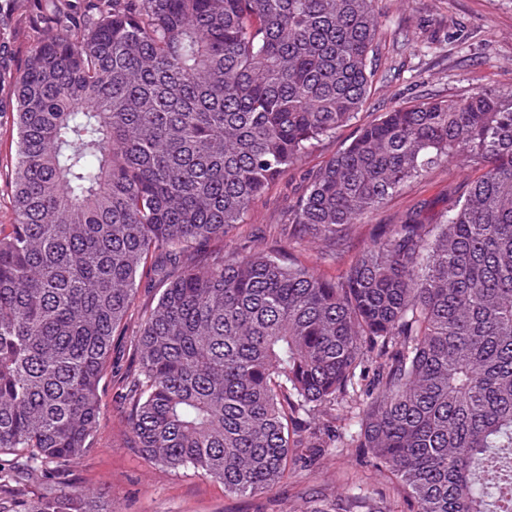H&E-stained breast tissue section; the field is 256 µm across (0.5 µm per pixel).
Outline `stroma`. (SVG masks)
<instances>
[{
  "mask_svg": "<svg viewBox=\"0 0 512 512\" xmlns=\"http://www.w3.org/2000/svg\"><path fill=\"white\" fill-rule=\"evenodd\" d=\"M381 31L376 81L361 115L369 121L391 108L432 99L463 98L476 91L512 96V0H376ZM29 48V20L0 14V223L13 219L7 165L15 154L17 129L8 103L11 77ZM355 133L344 127L335 137L309 147L297 168L273 183L252 207L247 224L224 242L225 252L249 253L274 245L290 201L301 192L306 173L321 168ZM480 166L455 161L407 184L371 216L383 224L421 199L446 200L449 188L479 176ZM368 226L357 228L339 262L320 259L312 242L296 259L318 265L328 277L368 243ZM161 285L141 281L126 326L112 342V366L101 392L106 426L96 448L65 474V482L89 489L110 512H402V496L367 463L356 448L336 453L296 448L288 478L262 494L236 496L222 484L190 471L154 465L129 447L124 436L126 408L114 382L133 366L137 331L162 294Z\"/></svg>",
  "mask_w": 512,
  "mask_h": 512,
  "instance_id": "35a3bbf8",
  "label": "stroma"
}]
</instances>
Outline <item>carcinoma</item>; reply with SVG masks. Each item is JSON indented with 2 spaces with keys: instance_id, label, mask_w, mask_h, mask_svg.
Returning a JSON list of instances; mask_svg holds the SVG:
<instances>
[{
  "instance_id": "cac0c4a2",
  "label": "carcinoma",
  "mask_w": 512,
  "mask_h": 512,
  "mask_svg": "<svg viewBox=\"0 0 512 512\" xmlns=\"http://www.w3.org/2000/svg\"><path fill=\"white\" fill-rule=\"evenodd\" d=\"M14 219L0 224V512H99L60 477L103 428L137 281L163 285L118 383L153 464L267 492L292 448H360L407 512H512V98L420 100L360 122L374 0H10ZM280 237L324 261L406 184L483 167L442 209L374 227L334 279L215 243L314 142ZM347 405L325 439L301 411Z\"/></svg>"
}]
</instances>
